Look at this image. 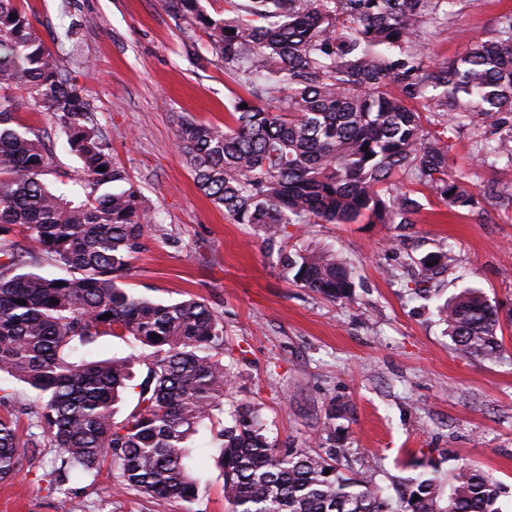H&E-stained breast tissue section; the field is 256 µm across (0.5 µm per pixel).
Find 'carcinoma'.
Segmentation results:
<instances>
[{"instance_id": "obj_1", "label": "carcinoma", "mask_w": 512, "mask_h": 512, "mask_svg": "<svg viewBox=\"0 0 512 512\" xmlns=\"http://www.w3.org/2000/svg\"><path fill=\"white\" fill-rule=\"evenodd\" d=\"M163 2L176 23L207 36L204 44L187 37L185 52L220 64L245 92L233 102L231 125L182 120L178 148L198 189L268 245L285 242L299 224L414 223L422 205L412 190L392 188L397 174L450 207L474 204L471 187L449 174L444 134L512 115L511 16L496 36L435 65L422 35L450 23L456 0H224L222 18L200 0ZM11 89L56 118L80 163L72 189L52 190L41 179L54 154L18 122ZM412 100L450 117L443 132L424 131ZM476 157L512 165V134L479 146ZM151 223L93 123L83 86L16 0H0V373L36 396V426L57 448L47 473L54 490L110 459L121 490L182 500L199 493L191 440L223 409L231 384L224 325L196 299L164 303L120 285ZM41 259L61 274L27 269ZM279 260L303 287L349 298L352 272L335 252L281 251ZM453 262L449 251L420 260L435 275ZM440 313L456 349L497 357L499 308L479 289L446 301ZM102 335L132 336L151 350L140 382L133 356L71 361ZM129 389L138 390L137 405L117 422L115 406ZM216 440L229 512H393L373 477L344 475L336 449L269 442L253 404H241ZM35 446L17 416H0V482L20 473L25 449ZM505 493L464 465L446 485L420 475L399 492V512H504Z\"/></svg>"}]
</instances>
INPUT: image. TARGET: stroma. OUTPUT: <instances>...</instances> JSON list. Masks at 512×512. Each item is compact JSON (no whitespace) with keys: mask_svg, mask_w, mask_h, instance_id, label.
<instances>
[{"mask_svg":"<svg viewBox=\"0 0 512 512\" xmlns=\"http://www.w3.org/2000/svg\"><path fill=\"white\" fill-rule=\"evenodd\" d=\"M19 3L85 87L113 158L156 215L123 288L156 301L207 303L224 324L232 376L223 413L192 442L196 500L114 492L115 469L107 465L70 481L83 512H227L215 436L244 402L259 408L278 447L345 449L350 475L374 474L384 495L427 465L444 475L467 464L502 484L501 505L512 512V322H503L500 354L488 361L457 350L437 316L466 288L512 308V166L479 164L474 152L504 127L464 126L452 135L451 167L473 187L474 206L448 207L418 185L422 208L413 227L311 224L294 232L282 251L331 249L351 269V297L331 301L288 280L282 251L268 249L253 226L234 223L195 186L176 145L178 123L230 122L241 88L222 66H200L183 52L185 33L162 0ZM509 15L512 0H459L451 22L425 36L430 59L463 54ZM17 115L53 149L44 182L56 188L61 174L78 177L55 117L27 104ZM448 249L451 272L429 298L410 295L417 260ZM36 440L21 474L0 484V512H69L68 497L42 478L57 450L46 433Z\"/></svg>","mask_w":512,"mask_h":512,"instance_id":"stroma-1","label":"stroma"}]
</instances>
